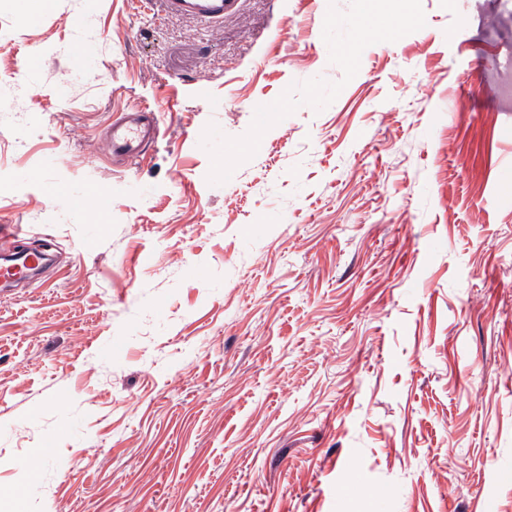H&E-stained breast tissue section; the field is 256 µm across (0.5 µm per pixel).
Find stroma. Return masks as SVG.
I'll return each mask as SVG.
<instances>
[{"label":"stroma","instance_id":"stroma-1","mask_svg":"<svg viewBox=\"0 0 512 512\" xmlns=\"http://www.w3.org/2000/svg\"><path fill=\"white\" fill-rule=\"evenodd\" d=\"M0 224V512H512L505 0H0ZM236 0H165L169 12L186 15L208 23L223 22L224 14L236 4ZM161 130L153 108L132 106L109 125L104 137L107 152L113 159L135 163L144 156L146 147L159 138ZM11 261L5 262L1 252L0 282L3 291L5 285L27 281L34 277L47 264L45 256L38 250L16 252L10 256Z\"/></svg>","mask_w":512,"mask_h":512}]
</instances>
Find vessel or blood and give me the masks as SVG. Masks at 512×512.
I'll use <instances>...</instances> for the list:
<instances>
[{"label":"vessel or blood","instance_id":"vessel-or-blood-1","mask_svg":"<svg viewBox=\"0 0 512 512\" xmlns=\"http://www.w3.org/2000/svg\"><path fill=\"white\" fill-rule=\"evenodd\" d=\"M236 0H165L169 12L186 15L208 23H219ZM162 126L156 111L145 105H135L122 112L109 125L104 142L112 158L126 163L139 161L149 144L160 136ZM45 266V257L37 250L12 255L0 262V283L11 285L27 281Z\"/></svg>","mask_w":512,"mask_h":512}]
</instances>
